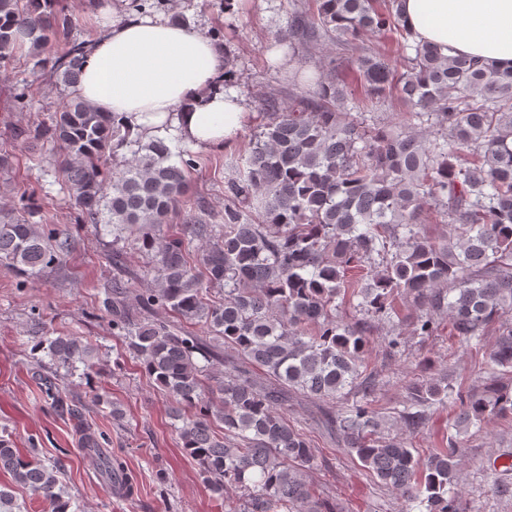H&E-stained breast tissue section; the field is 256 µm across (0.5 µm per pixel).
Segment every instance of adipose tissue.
I'll use <instances>...</instances> for the list:
<instances>
[{"label": "adipose tissue", "mask_w": 512, "mask_h": 512, "mask_svg": "<svg viewBox=\"0 0 512 512\" xmlns=\"http://www.w3.org/2000/svg\"><path fill=\"white\" fill-rule=\"evenodd\" d=\"M421 44L443 54L512 67V0H400ZM99 34L71 89L144 138H179L223 150L239 135L242 98L224 87V51L163 15L133 8L122 17L96 5Z\"/></svg>", "instance_id": "obj_1"}]
</instances>
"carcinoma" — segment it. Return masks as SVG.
<instances>
[{"instance_id":"cac0c4a2","label":"carcinoma","mask_w":512,"mask_h":512,"mask_svg":"<svg viewBox=\"0 0 512 512\" xmlns=\"http://www.w3.org/2000/svg\"><path fill=\"white\" fill-rule=\"evenodd\" d=\"M288 13L282 39L291 50L322 37L347 44L370 34L414 51L404 71L383 55L354 59L352 78L329 77L286 106L272 98L243 161L224 163V223L188 215L159 243L169 212L186 202L193 153L130 129L89 104L65 102L49 123L20 128L30 143L52 141L78 224L103 225L112 241L137 234L157 253L155 286L131 312L119 281L106 288L104 311L126 352L169 397L181 447L227 512H341L307 480L315 449L291 425L285 405L298 393L340 401L322 424L383 486L417 512H464L458 483L461 435L495 418H512V68L502 70L434 46L410 43L399 0H312ZM71 15L60 0H0V69L23 48L34 66L51 65L77 81L84 43L52 59ZM390 97L405 105L397 121L370 127L359 114ZM357 115H352L351 111ZM131 153L120 169L107 156ZM454 226L439 240L429 218ZM201 242V271L190 263ZM70 237L22 216L0 215V266L30 277L53 268ZM222 292L204 297L202 284ZM412 300L414 332L433 336L441 321L466 349H482L498 326L488 358L496 375L480 392L441 381L407 387L398 421L409 435L429 427L440 408L457 410L448 446L423 455L381 431L376 381L366 355L375 322L402 320L397 299ZM349 307L354 314L340 311ZM203 324L198 336L185 324ZM237 361L204 385L214 344ZM33 351L54 368L94 365L96 349L80 336H36ZM200 356L205 364L195 360ZM57 413L81 410L42 376ZM52 506L81 512L56 491L61 471L0 439V471Z\"/></svg>"}]
</instances>
